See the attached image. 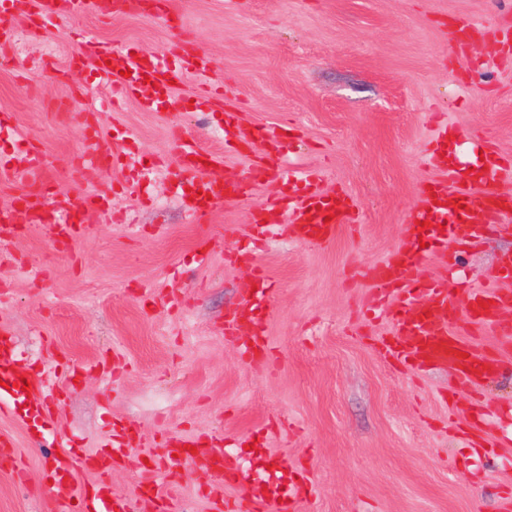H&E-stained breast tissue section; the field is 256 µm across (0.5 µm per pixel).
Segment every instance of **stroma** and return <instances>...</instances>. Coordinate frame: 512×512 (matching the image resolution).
Instances as JSON below:
<instances>
[{"instance_id":"obj_1","label":"stroma","mask_w":512,"mask_h":512,"mask_svg":"<svg viewBox=\"0 0 512 512\" xmlns=\"http://www.w3.org/2000/svg\"><path fill=\"white\" fill-rule=\"evenodd\" d=\"M172 2L183 30L134 0L108 18L33 26L17 16L22 42L0 45V206L32 190L10 169L15 150L30 147L56 193L112 201L70 249L36 226L0 257V329L50 397L54 435L34 447L29 425L0 409V512H49L56 454L94 453L113 420L142 434L107 477L136 512H159L135 489L147 478L142 457L163 456L166 432L215 438L234 472L223 482L197 464L180 469L163 492L183 512H214L260 479L244 438L273 469L306 477L299 512H502L512 502V351L470 391L453 369L385 357L377 340L390 318L374 316L362 272L401 242L437 180L427 158L438 128L463 161H474L479 138L512 158V54L482 34L512 22V0ZM460 19L478 30L465 57L448 37ZM88 37L161 53L188 41L214 66L185 74L165 110L116 109L93 63L68 70ZM206 90L209 109L197 111L191 101ZM228 111L246 130L287 126L286 169H316L323 191L348 192L356 223L321 246L297 242L283 222L254 235L252 216L284 191L282 179L252 183L205 219L186 212L170 188L186 142L223 156L216 173L235 181L262 152L247 141L225 153ZM91 124L127 151L105 175L80 162ZM133 173L138 195L121 189ZM511 254L512 231L495 227L462 247L457 269L433 260L424 273L502 288ZM255 262L272 288L260 311L274 349L249 361L225 339L224 320ZM475 432L494 446L473 452Z\"/></svg>"}]
</instances>
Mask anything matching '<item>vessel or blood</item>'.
<instances>
[{
  "label": "vessel or blood",
  "mask_w": 512,
  "mask_h": 512,
  "mask_svg": "<svg viewBox=\"0 0 512 512\" xmlns=\"http://www.w3.org/2000/svg\"><path fill=\"white\" fill-rule=\"evenodd\" d=\"M131 0H29L28 18L37 24L50 17H83L86 15H106L115 12L117 6L129 5ZM20 0H0V42H11L15 37L12 20L18 15ZM84 54L92 60L101 80L114 91L126 98L139 102L146 110H157L163 105L170 90L171 82L179 81L185 71L199 68L209 70L212 59L201 52L185 55L166 53L157 55L145 52L134 56L130 50L115 49L111 44L96 39H86ZM88 138L97 148L83 158L86 167L108 173L112 162L120 161V153H109L99 147L101 138L98 128L87 131ZM261 143L264 152L254 159L246 178L257 182L278 177V157L281 143L277 132L266 127H258L243 132L237 124L234 113L224 115V147L236 150L242 139ZM477 150L482 151V160L465 167L456 157L443 154L441 148L432 151V162L441 177L431 191L423 196L420 206L412 214L401 243L382 261L369 267L365 275L377 287L380 301L389 296L404 293L405 302L393 309L394 331L385 337L384 346L388 355L402 361L416 364L421 368L454 367L460 385L467 389L475 388L483 379L493 375L499 365L497 355L475 354L471 336L483 331L486 325H495L501 342L512 345V293L502 290H477L467 293L470 317L466 323V334H459L455 327V295L447 281L426 279L418 270L425 262L428 245L447 247L451 242H463L478 237L484 231L483 224L496 221L498 216L512 209V198L500 194L496 185L502 180H512V161L505 160L485 141H478ZM185 167L194 175L197 182L205 186L204 195L194 197L193 205L202 214H210L220 209L225 199L238 193L235 185L211 177L210 170L219 166L215 154L199 152L189 146L183 151ZM15 173L28 180L43 178L44 161L38 149L24 150L18 161L12 165ZM107 199L91 191L81 192L76 204L69 207L49 208L45 195L29 193L23 205L0 207V250L6 249L13 241L11 227L20 224H43L52 241L68 237L69 241L83 238L89 231L87 225L74 223V215H86L88 211L105 210ZM269 213L285 218L291 224L297 241L321 245L330 242L340 225L354 221V202L351 196L342 191L327 193L319 188L313 175L306 174L291 183L282 202H271ZM456 215L457 220L450 225H442L441 219ZM267 279L264 269L253 266L250 288L244 289L236 307L224 321V335L235 345L242 358L253 357L255 353L267 352L271 344L264 333L260 317L257 315L255 287L263 285ZM20 372L16 370V351L11 339L0 336V405L16 401L25 402L24 415L30 420L39 421L52 414L50 405L43 399L36 385L19 389ZM132 437L128 430L111 429L109 437L99 448L93 461L98 468L118 463L128 452ZM186 440L180 436L166 439L162 460L151 463V481L139 486V493L158 499L162 512L169 508L156 475L171 476L184 463L202 459L205 468L216 479H223L225 457L223 449L216 448L205 456H197L185 448ZM75 464L70 456L56 459L48 477L52 482L54 495L59 502L60 512H133L132 500L112 495L109 488H102L93 498H78L75 478ZM302 488H295L289 495L278 493L275 487L257 482L254 489L229 504V512H298Z\"/></svg>",
  "instance_id": "1"
}]
</instances>
